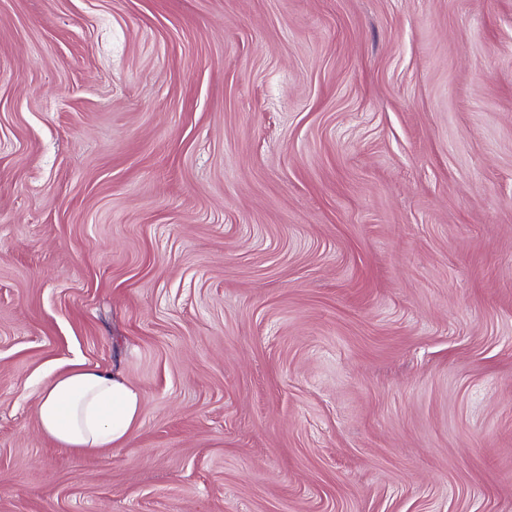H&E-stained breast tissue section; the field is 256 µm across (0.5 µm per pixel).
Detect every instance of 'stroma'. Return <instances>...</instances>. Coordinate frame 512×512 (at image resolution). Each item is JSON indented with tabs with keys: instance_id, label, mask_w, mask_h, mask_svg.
<instances>
[{
	"instance_id": "obj_1",
	"label": "stroma",
	"mask_w": 512,
	"mask_h": 512,
	"mask_svg": "<svg viewBox=\"0 0 512 512\" xmlns=\"http://www.w3.org/2000/svg\"><path fill=\"white\" fill-rule=\"evenodd\" d=\"M0 512H512V0H0ZM142 412L139 392L118 372L75 362L44 387L38 407L41 431L71 448H122Z\"/></svg>"
}]
</instances>
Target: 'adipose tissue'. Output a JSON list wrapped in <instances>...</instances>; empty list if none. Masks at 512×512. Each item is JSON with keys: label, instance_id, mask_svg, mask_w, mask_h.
<instances>
[{"label": "adipose tissue", "instance_id": "adipose-tissue-1", "mask_svg": "<svg viewBox=\"0 0 512 512\" xmlns=\"http://www.w3.org/2000/svg\"><path fill=\"white\" fill-rule=\"evenodd\" d=\"M141 412L139 392L119 373L77 362L45 385L38 418L50 439L94 451L127 445Z\"/></svg>", "mask_w": 512, "mask_h": 512}]
</instances>
